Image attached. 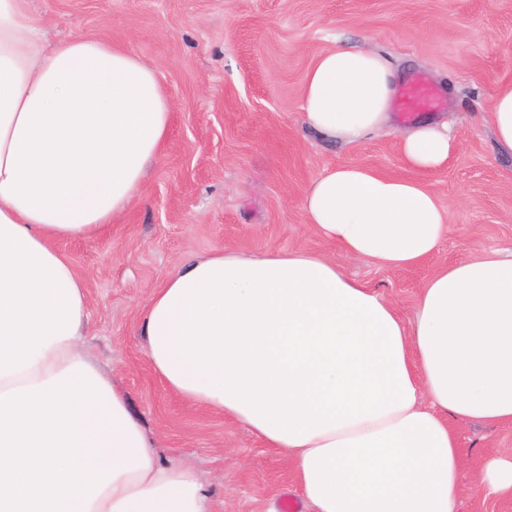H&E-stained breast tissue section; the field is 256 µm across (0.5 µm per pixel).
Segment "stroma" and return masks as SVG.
Returning <instances> with one entry per match:
<instances>
[{
  "label": "stroma",
  "instance_id": "stroma-1",
  "mask_svg": "<svg viewBox=\"0 0 512 512\" xmlns=\"http://www.w3.org/2000/svg\"><path fill=\"white\" fill-rule=\"evenodd\" d=\"M50 40L73 35L124 44L152 66L174 107L168 136L132 206L103 235L59 241L86 281L87 348L127 393L156 453L196 469L211 512H281L300 494L291 462L231 419L166 391L140 335L153 288L189 255L313 250L379 294L406 320L429 273L512 248V157L493 148L487 120L497 88L512 82V0H31ZM369 45L405 81L424 79L454 147L430 182L451 230L422 264L389 269L342 255L306 224L304 189L353 164L410 175L397 148L412 118L378 137L323 140L303 121L301 80L322 52ZM459 512H512L485 499V460L512 452V425H460Z\"/></svg>",
  "mask_w": 512,
  "mask_h": 512
}]
</instances>
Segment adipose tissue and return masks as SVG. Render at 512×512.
I'll return each mask as SVG.
<instances>
[{"instance_id":"1","label":"adipose tissue","mask_w":512,"mask_h":512,"mask_svg":"<svg viewBox=\"0 0 512 512\" xmlns=\"http://www.w3.org/2000/svg\"><path fill=\"white\" fill-rule=\"evenodd\" d=\"M30 0H0V512H210L193 467L163 462L124 391L90 358L88 289L57 243L105 233L139 194L173 102L157 72L108 39L48 44ZM400 71L335 47L302 78L304 123L354 144L382 133ZM489 118L512 156V82ZM447 124L415 121L399 177L345 165L301 198L349 257L419 265L450 216L430 175ZM152 370L296 464L311 512H456L460 423L512 425V250L433 272L413 320L309 250L189 257L150 293ZM479 489L512 498V456Z\"/></svg>"}]
</instances>
